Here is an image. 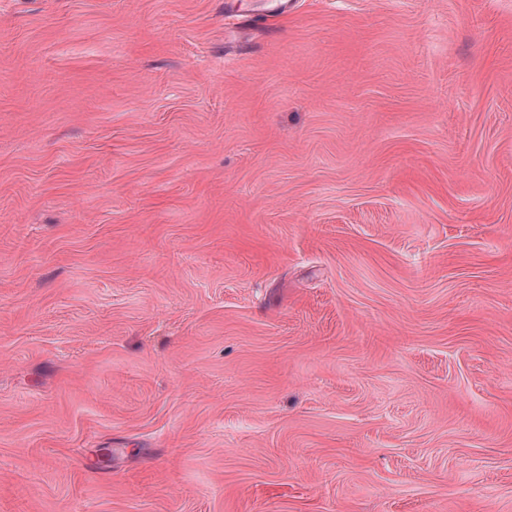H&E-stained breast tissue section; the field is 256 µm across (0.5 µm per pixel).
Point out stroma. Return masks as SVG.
<instances>
[{
  "label": "stroma",
  "mask_w": 512,
  "mask_h": 512,
  "mask_svg": "<svg viewBox=\"0 0 512 512\" xmlns=\"http://www.w3.org/2000/svg\"><path fill=\"white\" fill-rule=\"evenodd\" d=\"M0 512H512V0H0Z\"/></svg>",
  "instance_id": "obj_1"
}]
</instances>
